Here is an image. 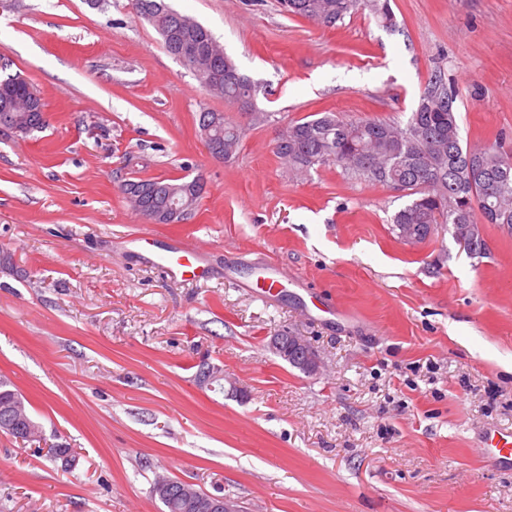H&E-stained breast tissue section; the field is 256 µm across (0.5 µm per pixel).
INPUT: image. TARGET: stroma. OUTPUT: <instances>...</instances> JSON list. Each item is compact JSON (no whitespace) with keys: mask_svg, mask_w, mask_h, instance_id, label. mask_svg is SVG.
Returning a JSON list of instances; mask_svg holds the SVG:
<instances>
[{"mask_svg":"<svg viewBox=\"0 0 512 512\" xmlns=\"http://www.w3.org/2000/svg\"><path fill=\"white\" fill-rule=\"evenodd\" d=\"M168 3L259 85L255 115L205 93L129 0H0V77H25L47 117L0 132V374L77 454L65 471L0 434V512H163L162 477L244 512H512V467L476 450L512 432V235L485 225L473 256L445 230L403 244L404 193L336 165L296 178L273 153L317 112L406 120L435 75L462 143L512 150V0H390L392 28L367 9L327 28L277 0ZM205 110L243 127L230 159L205 148ZM199 174L181 224L120 190ZM179 242L203 246V276L158 266ZM279 332L317 373L274 354ZM270 346L274 351L286 350L287 353L289 352L288 355L280 352H277L276 354L293 367L298 368L296 364L290 362L289 354L300 358L302 360L301 365L305 368V372L308 374L315 373L319 368V358L317 354L302 336L288 332L278 333L271 337Z\"/></svg>","mask_w":512,"mask_h":512,"instance_id":"35a3bbf8","label":"stroma"}]
</instances>
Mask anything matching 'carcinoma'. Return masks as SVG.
<instances>
[{
	"mask_svg": "<svg viewBox=\"0 0 512 512\" xmlns=\"http://www.w3.org/2000/svg\"><path fill=\"white\" fill-rule=\"evenodd\" d=\"M138 14L158 32L164 49L179 57L176 45L192 42L200 56L180 63L200 87L244 111L254 108L256 86L242 75L204 25L180 13L171 16L165 0H134ZM291 16L333 27L346 16L369 9L392 24L389 0H280ZM32 84L17 75L0 78V111L19 120L21 133L38 130L32 117L43 107L30 92ZM455 95L442 76H434L422 92L406 123L379 119L346 120L321 112L290 123L274 147L275 156L291 170L308 173L316 166L336 164L352 178L386 186L398 185L411 197L393 216L397 237L409 245L421 244L444 225L470 253L485 250L481 225L496 224L512 234V150L499 145L465 147L461 143L454 109ZM209 140L223 147L224 158L237 151L241 128L224 117L210 129ZM190 180L149 178L125 180L122 193L130 204L175 208L194 214L205 193L201 185L188 188ZM0 433L23 443L44 440L38 423L11 380L0 375ZM48 455L64 467L75 461L73 449L54 445ZM154 494L167 512H201L197 503L209 493L178 480L161 478Z\"/></svg>",
	"mask_w": 512,
	"mask_h": 512,
	"instance_id": "cac0c4a2",
	"label": "carcinoma"
}]
</instances>
